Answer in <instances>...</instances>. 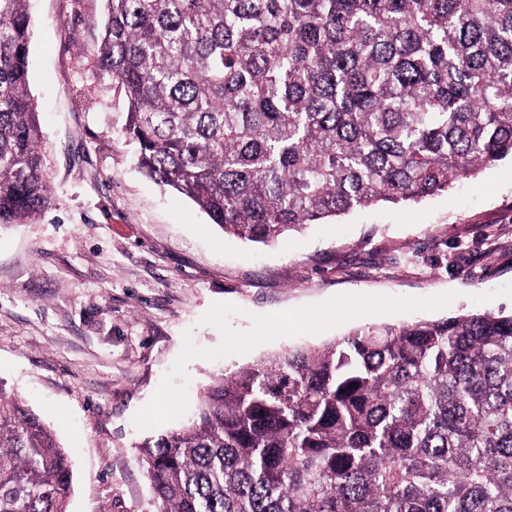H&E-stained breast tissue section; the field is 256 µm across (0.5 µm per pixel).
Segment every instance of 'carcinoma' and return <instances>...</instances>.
Returning a JSON list of instances; mask_svg holds the SVG:
<instances>
[{"instance_id": "cac0c4a2", "label": "carcinoma", "mask_w": 512, "mask_h": 512, "mask_svg": "<svg viewBox=\"0 0 512 512\" xmlns=\"http://www.w3.org/2000/svg\"><path fill=\"white\" fill-rule=\"evenodd\" d=\"M28 0H0V224L51 202ZM138 167L243 242L512 155V0H105ZM158 512H512V311L362 324L224 373L141 445ZM72 465L0 388V512Z\"/></svg>"}]
</instances>
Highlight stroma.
I'll list each match as a JSON object with an SVG mask.
<instances>
[{"instance_id":"stroma-1","label":"stroma","mask_w":512,"mask_h":512,"mask_svg":"<svg viewBox=\"0 0 512 512\" xmlns=\"http://www.w3.org/2000/svg\"><path fill=\"white\" fill-rule=\"evenodd\" d=\"M51 206L0 225V386L75 463L69 512H154L138 442L202 387L356 325L512 309V158L418 202L243 243L135 165L90 51L104 0H31Z\"/></svg>"}]
</instances>
